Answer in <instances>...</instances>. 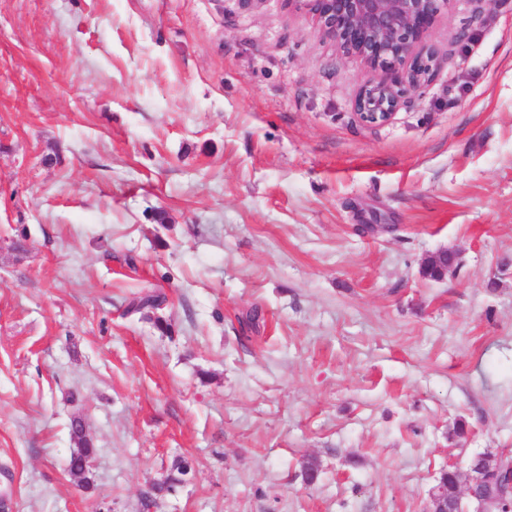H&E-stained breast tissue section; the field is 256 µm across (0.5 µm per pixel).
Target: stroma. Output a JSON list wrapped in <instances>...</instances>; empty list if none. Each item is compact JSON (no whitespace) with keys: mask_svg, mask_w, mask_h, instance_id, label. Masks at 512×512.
<instances>
[{"mask_svg":"<svg viewBox=\"0 0 512 512\" xmlns=\"http://www.w3.org/2000/svg\"><path fill=\"white\" fill-rule=\"evenodd\" d=\"M425 46L368 124L287 0H0V512H425L512 454V0ZM70 435L75 442L76 448L70 454L68 470L71 474L82 477L84 486L89 489L91 486L90 478L87 475L83 476V470L85 468L86 471H90L92 467L93 460L90 457H93L95 454L92 439L86 436L83 423L77 418H72L70 421ZM461 473L460 469L448 466L440 474L438 484L441 483L447 488V494L442 490L434 488L430 498V504L427 512H466L463 507L448 506V501L457 499L461 490Z\"/></svg>","mask_w":512,"mask_h":512,"instance_id":"stroma-1","label":"stroma"}]
</instances>
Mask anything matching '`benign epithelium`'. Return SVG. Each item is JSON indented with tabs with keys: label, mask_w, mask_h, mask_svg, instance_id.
Listing matches in <instances>:
<instances>
[{
	"label": "benign epithelium",
	"mask_w": 512,
	"mask_h": 512,
	"mask_svg": "<svg viewBox=\"0 0 512 512\" xmlns=\"http://www.w3.org/2000/svg\"><path fill=\"white\" fill-rule=\"evenodd\" d=\"M304 9L318 31L345 57L360 60L375 77L355 99L359 119L376 124L389 121L400 107L402 87L416 89L437 68L433 53L422 43L449 0H289ZM505 455H481L464 464L467 475L461 498L477 503L476 512L504 510L496 496L481 497L477 489L491 486ZM427 512H466L448 505L439 489L431 494Z\"/></svg>",
	"instance_id": "obj_1"
}]
</instances>
